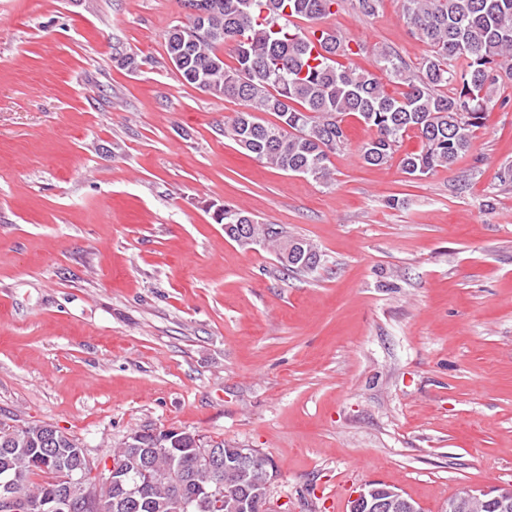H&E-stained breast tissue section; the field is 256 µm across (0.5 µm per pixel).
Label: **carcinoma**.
I'll use <instances>...</instances> for the list:
<instances>
[{
  "instance_id": "1",
  "label": "carcinoma",
  "mask_w": 512,
  "mask_h": 512,
  "mask_svg": "<svg viewBox=\"0 0 512 512\" xmlns=\"http://www.w3.org/2000/svg\"><path fill=\"white\" fill-rule=\"evenodd\" d=\"M338 0H197L205 14L189 18L166 34V52L182 79L215 96L233 99L242 110L224 123V136L255 159L287 173L328 185L334 180L331 156L347 144L344 122L354 116L373 129L360 149L372 167L390 163L409 133L422 147L399 159L402 171L423 177L451 169L471 149L498 92L503 68L512 69V0H402L411 32L426 46L418 70L395 53H374L377 70L406 87L387 92L374 73L345 65L356 54L337 30L318 22L332 14ZM309 26L300 28L293 20ZM321 54L311 55V37ZM234 43L235 65L224 61V43ZM270 114L266 121L261 114ZM219 224H248L250 235L276 246L307 244L286 231L271 233L248 212L225 204L215 213ZM51 424L28 422L9 433L0 429V486L12 484L33 512H56L61 501L77 507L90 499L92 468L80 473V439ZM196 434L180 431L142 435L140 447L112 450L124 481L93 499L87 512H115L114 501L131 504L125 512H191L193 495L219 497L217 512H237L235 498L259 490L271 478L269 459L259 454L244 480L233 474L219 481L199 467Z\"/></svg>"
}]
</instances>
